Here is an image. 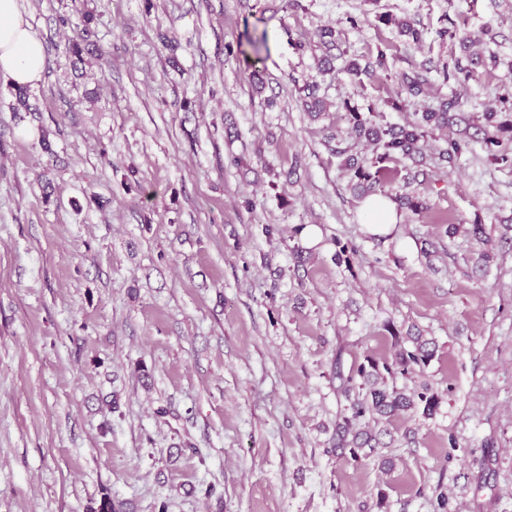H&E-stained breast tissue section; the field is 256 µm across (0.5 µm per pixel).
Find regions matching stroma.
I'll return each instance as SVG.
<instances>
[{
    "mask_svg": "<svg viewBox=\"0 0 512 512\" xmlns=\"http://www.w3.org/2000/svg\"><path fill=\"white\" fill-rule=\"evenodd\" d=\"M20 4L46 68L28 112L0 82V512L105 494L123 512H435L442 494L449 512H512V166L477 143L451 166L428 151L430 180L384 186L426 209L375 236L327 141L368 166L348 109L403 124L457 92L470 116L512 113V0ZM86 9L109 56L79 76L59 18ZM466 36L496 61L462 84ZM381 49L385 68L345 73ZM422 68L430 93L392 109ZM395 331L435 342L396 383L441 404L355 460L335 449L344 389Z\"/></svg>",
    "mask_w": 512,
    "mask_h": 512,
    "instance_id": "1",
    "label": "stroma"
}]
</instances>
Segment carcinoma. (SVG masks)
I'll return each instance as SVG.
<instances>
[{"instance_id":"obj_1","label":"carcinoma","mask_w":512,"mask_h":512,"mask_svg":"<svg viewBox=\"0 0 512 512\" xmlns=\"http://www.w3.org/2000/svg\"><path fill=\"white\" fill-rule=\"evenodd\" d=\"M93 15L84 11L73 19L63 16L62 25L72 31V36L64 44L63 56L71 66L84 62V56L91 55L103 58L100 46L89 40L91 36L90 23ZM385 24H392L399 35L422 41V31L414 22L408 19L396 20L391 17L383 19ZM467 54L464 61L457 62L456 72L468 80L477 68L485 65L483 57L464 45ZM431 81L428 71H412L403 73L400 79L401 92L412 98L426 95ZM302 96L307 112L320 114L325 110V103L315 92V88L303 87ZM459 98L443 99L433 107L415 113L414 120L404 125H382L373 116L352 109L348 112V121L354 143L366 142L377 152L375 169H370L358 163L351 153V148L337 151L344 157V166L349 176V184L353 192L366 194L377 191L384 183L395 179L398 171L385 166V163L395 159H408L420 164L429 135L435 130H443L458 122H468L460 114ZM481 138L479 143L492 162L512 163V117L503 116L495 110L483 113V125L478 129ZM469 142L449 138L444 146L438 149L439 159L452 166L468 148ZM394 352L391 360L379 363L373 359L359 364L354 376L359 382L355 384L357 391L350 402V415L345 417L344 425L338 427L336 447L350 448L353 458H358V450H371L380 445L378 435L370 429H354L363 420L369 418L376 423L388 421L400 413L420 414L425 418L433 416L440 407L441 398L427 386L422 389L400 387L396 376H407L426 366L435 356V345L432 341L421 336H397L393 344Z\"/></svg>"}]
</instances>
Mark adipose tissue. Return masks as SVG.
I'll use <instances>...</instances> for the list:
<instances>
[{
    "label": "adipose tissue",
    "instance_id": "1",
    "mask_svg": "<svg viewBox=\"0 0 512 512\" xmlns=\"http://www.w3.org/2000/svg\"><path fill=\"white\" fill-rule=\"evenodd\" d=\"M46 53L42 40L19 9V0H0V80L35 87L42 81Z\"/></svg>",
    "mask_w": 512,
    "mask_h": 512
}]
</instances>
